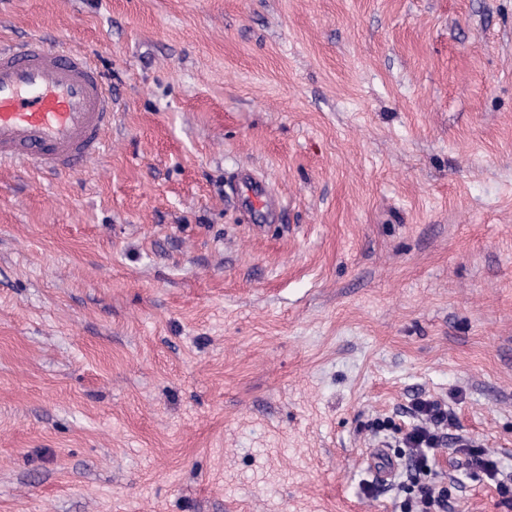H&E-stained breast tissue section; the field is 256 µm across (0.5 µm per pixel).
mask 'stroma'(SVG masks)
Wrapping results in <instances>:
<instances>
[{
    "mask_svg": "<svg viewBox=\"0 0 512 512\" xmlns=\"http://www.w3.org/2000/svg\"><path fill=\"white\" fill-rule=\"evenodd\" d=\"M112 86V148L0 166V512H512V0H0ZM252 170L275 210L229 198ZM415 411L419 416L418 423L404 434L402 440L406 448V468L417 474H427L431 472V453L443 444L447 435L444 428L447 429L453 420L451 415L448 416V408L431 400H417ZM369 461L378 482H387L397 468L394 457L387 448H373L369 453ZM461 450L467 456L465 461L472 475L474 477L482 475L493 481L500 494L511 501L512 471H505L494 460L486 458L483 448H462ZM412 495L407 499V512H445L448 506V490L434 482L420 483L413 480Z\"/></svg>",
    "mask_w": 512,
    "mask_h": 512,
    "instance_id": "1",
    "label": "stroma"
}]
</instances>
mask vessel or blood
I'll use <instances>...</instances> for the list:
<instances>
[{
    "label": "vessel or blood",
    "mask_w": 512,
    "mask_h": 512,
    "mask_svg": "<svg viewBox=\"0 0 512 512\" xmlns=\"http://www.w3.org/2000/svg\"><path fill=\"white\" fill-rule=\"evenodd\" d=\"M112 90L85 51L40 35L0 42V163L57 177L80 170L109 148ZM386 482L397 463L369 453Z\"/></svg>",
    "instance_id": "obj_1"
}]
</instances>
